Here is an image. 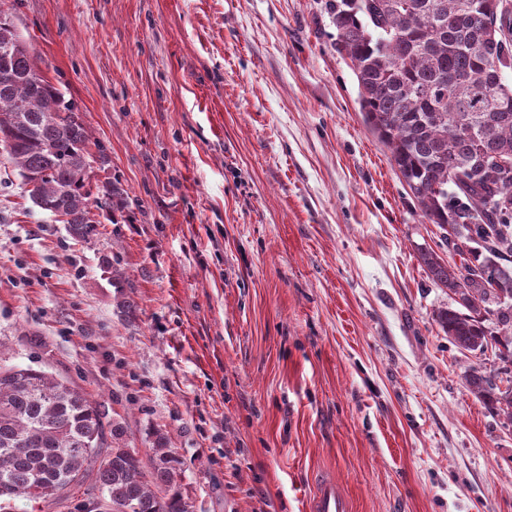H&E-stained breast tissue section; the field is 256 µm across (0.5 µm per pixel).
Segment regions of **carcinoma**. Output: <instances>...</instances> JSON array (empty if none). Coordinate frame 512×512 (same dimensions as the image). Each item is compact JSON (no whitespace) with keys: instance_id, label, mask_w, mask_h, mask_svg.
Listing matches in <instances>:
<instances>
[{"instance_id":"carcinoma-1","label":"carcinoma","mask_w":512,"mask_h":512,"mask_svg":"<svg viewBox=\"0 0 512 512\" xmlns=\"http://www.w3.org/2000/svg\"><path fill=\"white\" fill-rule=\"evenodd\" d=\"M502 0H327L336 52L350 60L364 120L389 150L421 217L442 230L450 267L434 250L421 253L429 276L451 303L438 323L459 350L494 344L512 356V86L497 68L512 57L494 31L507 22ZM17 49L0 69V131L9 162L32 204L52 205L69 235L99 234L97 212L125 205L110 177L89 181L91 163L109 156L72 99L36 65L12 13L0 16V40ZM496 325L493 331L487 323ZM466 388L512 419V386L482 371ZM105 414L70 384L31 367L0 366V512L18 495L61 507L96 471L112 512H192L184 470L166 436H156L150 467L133 448L103 451Z\"/></svg>"}]
</instances>
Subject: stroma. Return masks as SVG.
I'll return each mask as SVG.
<instances>
[{
	"mask_svg": "<svg viewBox=\"0 0 512 512\" xmlns=\"http://www.w3.org/2000/svg\"><path fill=\"white\" fill-rule=\"evenodd\" d=\"M0 7L128 192L78 242L0 150L1 363L73 382L141 458L165 435L193 512H307L321 470L354 512H512V420L463 380L512 363L441 330L419 252L448 250L325 0Z\"/></svg>",
	"mask_w": 512,
	"mask_h": 512,
	"instance_id": "1",
	"label": "stroma"
}]
</instances>
